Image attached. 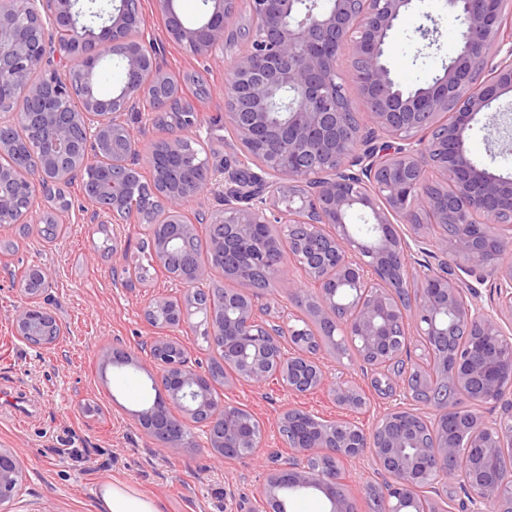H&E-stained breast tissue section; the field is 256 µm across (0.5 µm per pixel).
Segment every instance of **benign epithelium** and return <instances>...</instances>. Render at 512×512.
Segmentation results:
<instances>
[{
  "mask_svg": "<svg viewBox=\"0 0 512 512\" xmlns=\"http://www.w3.org/2000/svg\"><path fill=\"white\" fill-rule=\"evenodd\" d=\"M211 10L199 23L186 26L173 0H158L172 39L197 55L215 56L224 48L238 0H208ZM250 16L248 50L224 70V100L243 140L256 144L271 137L277 151L256 162L259 181L237 191L241 166L228 173L223 207L211 217L224 225L214 248L243 279L255 269L238 263L254 237L270 224L269 214L294 224L303 233L279 235L267 241L262 263L267 278L278 280L294 264L313 285L316 313L333 332L360 339L364 363L374 374L379 394L415 400L409 387L412 369L395 366L405 357L398 337L414 323L420 336L446 341L465 329L470 341L487 351L485 365L468 361L469 350L441 353V377L460 390L478 383L477 401L502 404L494 417L473 413L465 420L471 453L494 457L512 453V267L499 257L512 252V178L477 163L467 145L475 127L503 140L512 127L495 128L484 121L491 102L512 91V12L501 0H442L460 21L459 49L442 76L424 88L403 93L396 89L384 63L390 33L414 0H245ZM66 29L69 42L58 37ZM146 22L135 0H118L107 19L94 26L78 8V0H0V86L12 95L0 97V130L21 119L45 128L52 143L48 152L29 151L23 175L0 168V223L19 224L36 210L46 192L89 166L116 156L107 177L123 180L130 162L139 156L137 140L118 117L139 111L144 72L153 76L158 96L169 78L145 37ZM345 52L370 108L378 132L396 140L380 146L360 134L337 82L336 58ZM112 55L121 58L124 79L109 98L91 82L99 64ZM84 74L82 91L72 90L74 70ZM40 75L32 81L31 76ZM197 140L196 125L185 126L165 142L166 152L179 154L185 142ZM27 184V206L14 207L15 190ZM191 194L164 199L161 224L172 225L169 240L194 233L183 221V205ZM354 211L369 213L370 240L357 239L347 222ZM426 221L436 236L433 247L442 260L416 268L410 244L393 224L407 223L414 231ZM508 226L509 234L499 232ZM498 280V302L475 303L473 287L463 276ZM211 269H197L175 282L182 295L151 299L145 316H164L169 328L190 324L202 315L210 340L224 349V386L247 382L263 387L275 380L293 394L327 391L347 413L365 408L358 386L328 369L326 362L303 349L305 330L275 311L270 302L225 299L216 318L200 304L202 285ZM49 271L33 267L32 279L18 284L20 305L14 313L16 335L48 346L60 334L51 312L34 302L49 287ZM407 292L411 310L394 303ZM288 337L295 360L285 376L271 374L267 353ZM161 366L165 395L137 414L139 424L157 436L163 449L179 455L195 448L183 430L200 424L204 449L216 460L233 459L261 447L259 422L247 411L216 399L209 392L215 379L190 364L183 345L171 336H153L146 345ZM177 405L182 417L171 414ZM409 409L396 403L370 431L349 418L330 427H310L299 409L283 413L279 430L292 438V458L277 464L265 477L262 497L266 512H276L285 489L323 495L325 512H355L353 503L336 493L344 461L370 455L386 476L384 512H397L393 499L413 500L425 482L435 483L453 469L454 480L466 491L465 512H512V467L490 477H478L463 462L462 448L448 439V398L436 411L434 425L443 436L426 443L400 424ZM23 468L17 452L0 448V505L22 491Z\"/></svg>",
  "mask_w": 512,
  "mask_h": 512,
  "instance_id": "obj_1",
  "label": "benign epithelium"
}]
</instances>
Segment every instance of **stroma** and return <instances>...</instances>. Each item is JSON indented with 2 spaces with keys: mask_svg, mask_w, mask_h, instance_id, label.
<instances>
[{
  "mask_svg": "<svg viewBox=\"0 0 512 512\" xmlns=\"http://www.w3.org/2000/svg\"><path fill=\"white\" fill-rule=\"evenodd\" d=\"M141 8L161 48L165 70L181 80L200 125L198 140L211 170L210 186L189 198L187 216L210 215L224 196V165L242 160L245 150L226 120L224 67L238 57L224 49L204 58L172 41L155 0ZM437 33L426 46L417 29L426 20L411 7L393 31L386 61L404 88L431 84L457 49L459 22L445 8L434 13ZM206 91L193 97L194 79ZM73 205L64 217L68 231L47 240L38 223L26 237L13 224H0V448L15 449L21 458L24 490L6 512H100L102 481L126 485L149 498L159 512H263L261 489L272 454L292 457L280 434L278 419L299 407L326 420L341 411L325 391L295 395L275 384L258 388L238 384L222 390L223 400L254 414L262 427V446L253 457L216 462L203 449L172 456L139 426L137 414L155 397L160 371L142 349L157 335L144 317L153 296L169 294L166 273L140 253L145 229L137 220L100 228L92 221L93 204L80 185L70 188ZM113 233L115 252L105 253V233ZM40 265L51 273V285L39 302L64 330L51 347H37L14 332L12 317L20 299L12 272ZM143 265L146 284L125 287L114 280L115 268ZM129 353L125 364L112 361L113 349ZM336 373L368 390V403L357 416L372 428L389 400L370 393V376L360 359L335 357Z\"/></svg>",
  "mask_w": 512,
  "mask_h": 512,
  "instance_id": "obj_1",
  "label": "stroma"
}]
</instances>
